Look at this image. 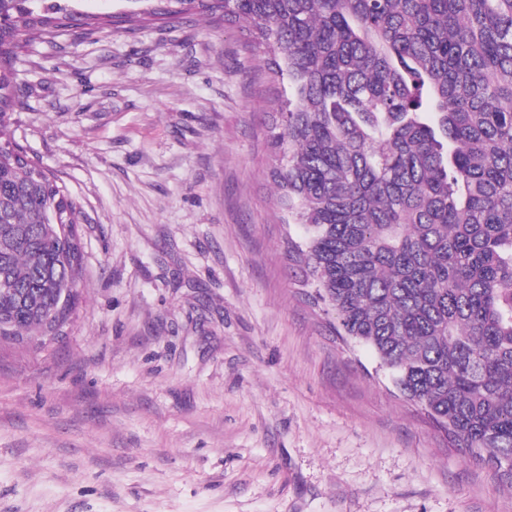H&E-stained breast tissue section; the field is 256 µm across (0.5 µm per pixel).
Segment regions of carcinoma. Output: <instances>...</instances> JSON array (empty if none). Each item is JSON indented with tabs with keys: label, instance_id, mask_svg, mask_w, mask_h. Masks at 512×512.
I'll use <instances>...</instances> for the list:
<instances>
[{
	"label": "carcinoma",
	"instance_id": "1",
	"mask_svg": "<svg viewBox=\"0 0 512 512\" xmlns=\"http://www.w3.org/2000/svg\"><path fill=\"white\" fill-rule=\"evenodd\" d=\"M0 0V340L76 320L80 201L16 142L14 48L108 16ZM264 45L290 92L272 179L288 246L349 338L512 485V0H148Z\"/></svg>",
	"mask_w": 512,
	"mask_h": 512
}]
</instances>
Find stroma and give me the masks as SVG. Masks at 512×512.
Wrapping results in <instances>:
<instances>
[{
    "label": "stroma",
    "instance_id": "1",
    "mask_svg": "<svg viewBox=\"0 0 512 512\" xmlns=\"http://www.w3.org/2000/svg\"><path fill=\"white\" fill-rule=\"evenodd\" d=\"M267 62L197 16L16 48L85 263L62 340L0 343V512H512L293 265Z\"/></svg>",
    "mask_w": 512,
    "mask_h": 512
}]
</instances>
